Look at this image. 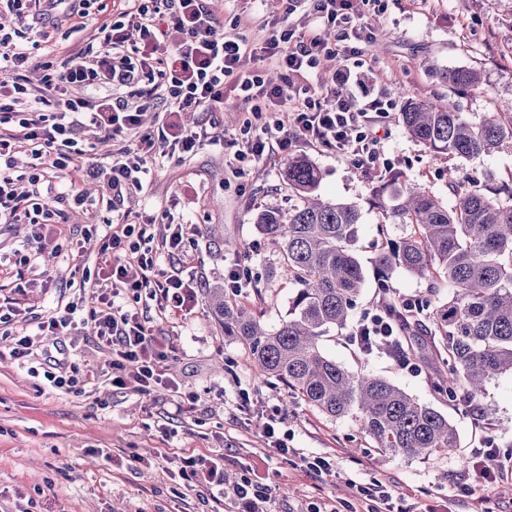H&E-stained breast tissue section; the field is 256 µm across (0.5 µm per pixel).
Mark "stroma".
<instances>
[{
	"mask_svg": "<svg viewBox=\"0 0 512 512\" xmlns=\"http://www.w3.org/2000/svg\"><path fill=\"white\" fill-rule=\"evenodd\" d=\"M374 32L358 60L356 95L384 94L403 104L407 98L439 101L457 96L474 123L488 112L512 114V0H364L359 6ZM280 0H224L225 26H238L252 39H262L281 14ZM113 0H93L90 19L81 33L70 21L51 30L58 55L66 56L91 41L98 27L117 20ZM466 67L482 76L480 87L454 94L442 73ZM252 107L232 88L224 90L218 112H177L175 125L205 124L234 135ZM387 168L400 169L408 184L453 203L448 176L493 188H512V144L474 158L432 157L410 138L399 112L380 125ZM234 147L207 146L183 161L149 158L150 174L140 191L128 196L125 209L162 218L172 212L196 225L188 252L189 264L168 261L172 270L187 269L203 288L223 283L224 273L239 267L249 276L244 305L260 313L268 327L288 316L297 285L288 276L281 254L262 235L255 214L267 207L288 210L297 199L282 178L285 160L253 162L244 177H235L228 161ZM321 172L317 192L323 198L357 204L362 213L355 253L365 272L359 309L372 308L381 285L393 295L423 298L430 281L395 270L380 282L374 257L378 224L392 239L411 232L410 225L385 219L368 200L387 169L359 167L336 152L316 145L298 148ZM57 181L68 192L87 195V209L69 208L59 230H35L29 224H0V256L35 253L27 265L0 272V303L15 301L21 310L13 331L35 332L40 318L58 302L79 304L104 284L96 262L98 248L112 214L102 201L106 187L61 172ZM96 227L85 238L88 227ZM154 335L170 340L173 352L167 374L183 398L195 405L177 411L178 398L163 387L141 394L112 386L107 373L110 356L97 347L96 333L79 309L71 335L44 337L35 372L8 359L0 343V512H225L224 501H212L206 490L175 478L177 462L194 453L224 456L227 480L256 466L275 485L273 512H307L309 504L335 505L348 498L351 482L379 480L403 494L409 512H512V476L459 491L468 480V459L484 438L501 453L512 455V373L489 380L478 404L483 424L466 416L432 384L430 364L409 372L385 352L361 354L347 331H329L321 348L351 370L385 378L407 394L448 417L458 433L452 452L428 457L391 455L374 448L358 418L330 417L291 394L283 383L254 371L245 346L224 335L205 301L188 314L160 312L155 301L138 305ZM65 353L75 379L70 391L51 389L43 377L51 357ZM245 410H238L240 396ZM276 416L288 431L296 452L319 454L332 463L330 476L319 478L270 450L259 424ZM109 449L104 460L100 449Z\"/></svg>",
	"mask_w": 512,
	"mask_h": 512,
	"instance_id": "1",
	"label": "stroma"
}]
</instances>
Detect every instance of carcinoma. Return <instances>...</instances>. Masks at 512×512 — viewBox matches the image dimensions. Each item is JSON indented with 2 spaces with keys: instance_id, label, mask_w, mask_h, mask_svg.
I'll list each match as a JSON object with an SVG mask.
<instances>
[{
  "instance_id": "1",
  "label": "carcinoma",
  "mask_w": 512,
  "mask_h": 512,
  "mask_svg": "<svg viewBox=\"0 0 512 512\" xmlns=\"http://www.w3.org/2000/svg\"><path fill=\"white\" fill-rule=\"evenodd\" d=\"M444 78L458 91L481 85L480 73L465 67ZM401 120L406 133L435 157L478 156L512 141V116L489 112L474 124L451 98L408 99ZM283 177L298 203L286 213L265 209L256 224L299 285L288 318L270 329L216 286L207 290L206 303L224 335L244 342L259 375L282 381L330 417H359L374 447L385 453L420 457L457 447V430L444 415L322 351L326 332L348 326L364 284L354 251L361 211L318 196L320 172L305 158L288 160ZM448 191L455 197L452 206L428 190L406 186L398 171L374 188L370 205L412 226L408 236L383 241L374 263L385 280L401 268L448 283V301L431 292L421 302L434 331L435 386L450 401L461 387L475 402L491 377L512 371V203L456 178L448 179Z\"/></svg>"
}]
</instances>
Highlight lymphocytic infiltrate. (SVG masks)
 Here are the masks:
<instances>
[{"mask_svg":"<svg viewBox=\"0 0 512 512\" xmlns=\"http://www.w3.org/2000/svg\"><path fill=\"white\" fill-rule=\"evenodd\" d=\"M299 0H286L280 21L262 41L224 31V0H134L118 12V21L103 24L98 46L71 53L46 74L40 88L27 86L24 73L34 63L25 45L0 32V70L12 79L0 83V223L25 222L40 227L61 224L69 196L57 189L47 169H80L83 179H101L107 185V206L115 214L98 250L102 270L112 281L110 292L99 294L88 310L97 328L99 344L111 347L112 385L139 393L161 384L162 365L172 346L153 336L135 303L149 295L166 312H190L199 286L195 278L169 273L164 259L176 256L188 262L186 244L192 225L168 222L167 232L156 236L152 223L134 224L123 211L125 196L142 189L149 156L185 158L205 144L221 142L219 133L205 127L178 129L165 123L143 126L144 105L119 95L97 102L72 96L76 86L108 83L134 87L149 82L151 92L167 112H213L224 104V86L233 83L253 103L251 115L239 126L234 153L236 176H243V162H260L270 153L288 155L298 144H317L358 166H384L379 119L395 108L392 99L376 95L357 99L351 68L337 72L332 86L288 88L267 82L263 61L274 63L290 76L316 68L324 54L344 57L360 54V40L369 29L355 0H313L304 18H296ZM181 38L170 61L147 57L139 48H128L130 31H138L148 45L158 46L169 30ZM288 104L290 126L273 118L270 100ZM134 137V147L112 154L108 170L85 165L98 143ZM30 153L40 171L33 174L31 192L14 187V155ZM136 262L139 277H129L128 262ZM400 330L382 305L365 310L354 322L350 341L369 355L378 340L396 339ZM179 478L217 491L244 512H269L275 488L260 477L224 482L220 455L181 458ZM344 512H403L397 496L382 482L357 483Z\"/></svg>","mask_w":512,"mask_h":512,"instance_id":"1","label":"lymphocytic infiltrate"}]
</instances>
